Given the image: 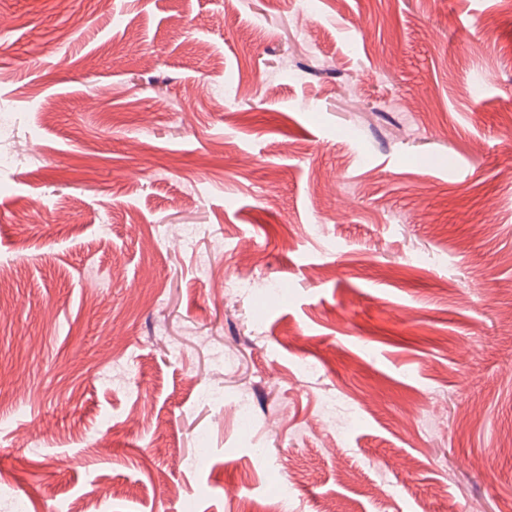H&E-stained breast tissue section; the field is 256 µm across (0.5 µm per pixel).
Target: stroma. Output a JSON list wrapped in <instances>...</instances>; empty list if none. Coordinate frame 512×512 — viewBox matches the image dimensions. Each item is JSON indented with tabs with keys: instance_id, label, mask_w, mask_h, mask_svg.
Returning <instances> with one entry per match:
<instances>
[{
	"instance_id": "stroma-1",
	"label": "stroma",
	"mask_w": 512,
	"mask_h": 512,
	"mask_svg": "<svg viewBox=\"0 0 512 512\" xmlns=\"http://www.w3.org/2000/svg\"><path fill=\"white\" fill-rule=\"evenodd\" d=\"M0 112L27 512L512 504V0H0Z\"/></svg>"
}]
</instances>
